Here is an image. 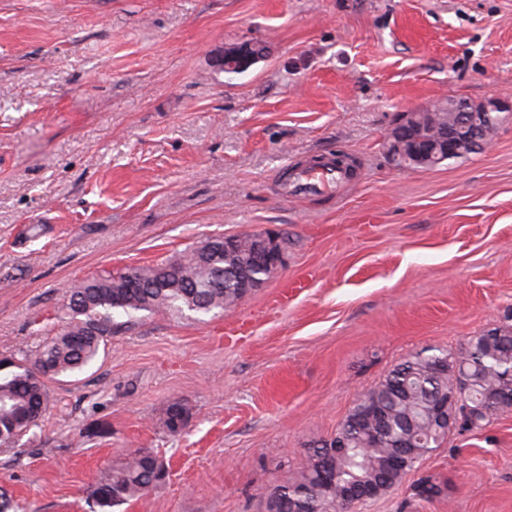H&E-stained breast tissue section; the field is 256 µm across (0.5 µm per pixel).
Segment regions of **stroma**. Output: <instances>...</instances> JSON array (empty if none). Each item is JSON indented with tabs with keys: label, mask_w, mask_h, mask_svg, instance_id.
I'll list each match as a JSON object with an SVG mask.
<instances>
[{
	"label": "stroma",
	"mask_w": 512,
	"mask_h": 512,
	"mask_svg": "<svg viewBox=\"0 0 512 512\" xmlns=\"http://www.w3.org/2000/svg\"><path fill=\"white\" fill-rule=\"evenodd\" d=\"M263 57L214 65L229 44ZM512 98V0H0V358L57 334L62 292L214 234L287 233L230 311L144 317L0 448L13 512H91L125 451L169 476L114 512H263L265 490L409 355L512 316V125L431 169L390 164L401 113ZM345 153L331 192L283 197ZM306 287L280 302L297 274ZM192 417L171 436L168 404ZM431 478L442 495L419 499ZM356 512H512V410L455 432ZM263 55L262 46L256 41L245 40L239 43L233 52H221L215 57V65L225 71L234 69L237 65H253Z\"/></svg>",
	"instance_id": "obj_1"
}]
</instances>
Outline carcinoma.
Instances as JSON below:
<instances>
[{
	"mask_svg": "<svg viewBox=\"0 0 512 512\" xmlns=\"http://www.w3.org/2000/svg\"><path fill=\"white\" fill-rule=\"evenodd\" d=\"M458 134L455 160L475 153L451 112L409 115L412 138L435 140L443 130ZM403 169L438 166L404 151L392 160ZM252 242L224 251L203 242L176 260L104 271L64 293L65 325L34 359H0V445L26 434L48 410L47 381L75 377L97 358L107 337L133 320L156 314L217 315L237 305L250 288L239 287L234 271L250 263ZM125 321L117 322L115 318ZM469 408L464 428L483 429L497 413L512 408V324L503 323L469 339L456 351L429 347L397 365L375 387L359 395L336 429L348 448L329 454L336 438L307 450V462L264 497V512H347L343 493L370 484L386 494L441 447L447 435L435 423L438 408ZM191 409L182 399L167 407L163 426L172 436L186 429ZM163 456L135 449L112 467L92 492L99 512H112L147 495L163 481Z\"/></svg>",
	"mask_w": 512,
	"mask_h": 512,
	"instance_id": "1",
	"label": "carcinoma"
}]
</instances>
